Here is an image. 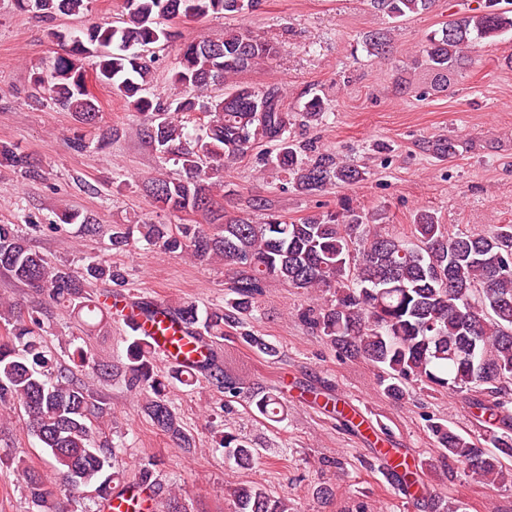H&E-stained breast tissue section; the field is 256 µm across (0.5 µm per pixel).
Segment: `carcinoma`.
Returning a JSON list of instances; mask_svg holds the SVG:
<instances>
[{
  "label": "carcinoma",
  "instance_id": "carcinoma-1",
  "mask_svg": "<svg viewBox=\"0 0 512 512\" xmlns=\"http://www.w3.org/2000/svg\"><path fill=\"white\" fill-rule=\"evenodd\" d=\"M436 0H371L372 7L395 24L410 14L426 12ZM126 16L119 25L106 23L64 34L51 32L60 41V54L48 69L32 73L33 89L50 95L59 108L81 125L94 127L98 107L85 92L82 79L87 55L96 58L99 80L113 87L142 116L143 134L179 166L174 176L147 179L146 191L162 210L205 211L212 216L200 224H123L113 227L110 241L115 250L135 242L134 234L168 254L190 255L201 262L222 260L236 267L227 282L224 305L199 311L193 303L173 308L188 338L206 348V357L188 371L157 369L156 358L142 339L134 336L123 365L126 387L143 395V410L152 425L188 450V435L166 388L171 380L190 384L201 375L224 390V403L241 393L240 378L214 349V339L230 332L257 351L276 355L264 337L247 330V319L258 307L267 282L307 292H320L322 301L300 309L303 326L323 337L346 357L361 358L380 369L381 384L391 398L406 396V383L420 382L434 392L452 390L476 393L471 406L475 417L490 428L479 443L441 422L430 424L439 449L438 462L464 465L487 485L512 483V469L502 458H512V224L487 231L448 235L435 214L423 209L415 216L412 238L381 231L382 214L364 211L344 202L335 210L315 213L297 221L267 211L261 198L252 208L266 217L256 223L245 215H228L220 199L224 184L203 170L224 169L266 144L264 170L288 175L301 194L316 195L337 185L366 180L368 170L354 161L321 152L291 137V115L283 106L277 86L256 88L230 83L241 72L258 66L277 53L274 43L247 28H233L224 40L205 38L183 44L172 75L173 84L194 91L170 101L141 95L150 68L144 51L175 37L161 20L175 12L184 17L210 13L241 14L257 6V0H125ZM22 11L34 10L47 21L56 16L79 15L85 0H16ZM512 32V9L499 0H484L474 12L448 21L426 36L421 59L433 74L434 87L448 86L449 75L472 62L469 52L484 40ZM363 48L377 58L391 54L389 31L365 35ZM229 84L224 96L202 100L196 92L212 84ZM327 103L315 94L303 106V118L319 123ZM207 118L203 134L192 137L190 115ZM432 151L451 158L458 144L451 138L432 142ZM0 164L18 169L25 177L43 178L40 164L6 142H0ZM62 224H83L95 230L90 217L67 208L59 214ZM0 272L32 288L44 298V307L24 312L10 306L0 311L7 334L0 338V405L19 406L28 425L52 459L60 475L49 486L25 458L14 460L15 469L29 492L32 512H61L84 487L94 488L100 508H105L119 488L154 483L155 470L145 467L131 480L106 474L117 448L100 437L94 420L103 413L100 401L82 380L91 369L105 378L113 366L96 361L79 348L73 365L57 363L44 345L40 330L49 306H74L76 313L104 315L99 298L85 290L86 282L109 277L123 279L99 261L79 271L50 263L31 250L12 224H0ZM251 403L261 415L284 419L277 395L263 387L250 391ZM215 443L224 457L241 469L259 459L258 449L243 436L220 431ZM234 512H291L285 496L261 486L239 482L229 488Z\"/></svg>",
  "mask_w": 512,
  "mask_h": 512
}]
</instances>
